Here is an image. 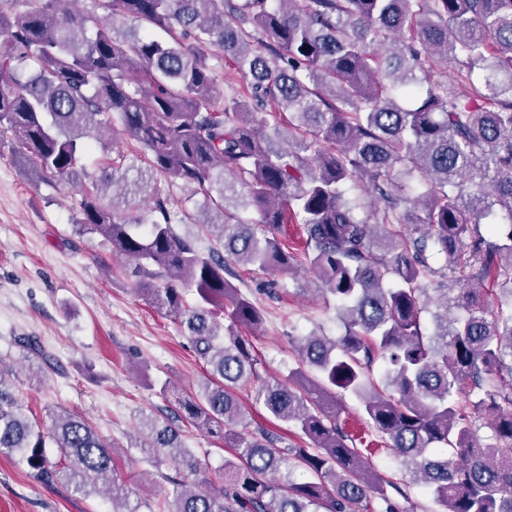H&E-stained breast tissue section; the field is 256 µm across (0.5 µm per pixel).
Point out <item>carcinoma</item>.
<instances>
[{
	"label": "carcinoma",
	"instance_id": "obj_1",
	"mask_svg": "<svg viewBox=\"0 0 512 512\" xmlns=\"http://www.w3.org/2000/svg\"><path fill=\"white\" fill-rule=\"evenodd\" d=\"M77 2L0 0V144L11 135L19 164L79 186L77 229L128 258L133 290L205 365L175 419L139 418L175 468L166 512H405L413 485L439 512H512V0ZM97 144L114 156L95 176L82 160ZM174 187L203 196L204 219L175 212ZM138 197L147 221L126 215ZM190 222L211 247L176 232ZM283 224L302 225L303 261ZM230 261L290 278L304 265L343 333L303 337L288 380H263L240 329L264 317L224 277ZM4 374L0 454L78 491L110 482L112 512H138L114 444L72 413L30 421ZM255 382L301 442L249 430L237 390ZM338 389L410 482L357 447ZM184 425L229 444L222 485ZM369 460L383 477L394 480H410V474L386 451H378Z\"/></svg>",
	"mask_w": 512,
	"mask_h": 512
}]
</instances>
